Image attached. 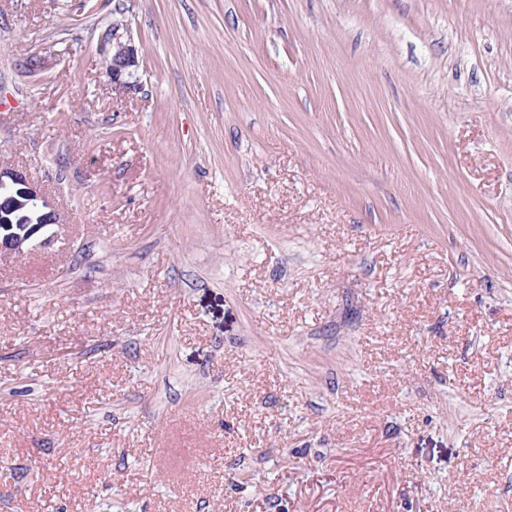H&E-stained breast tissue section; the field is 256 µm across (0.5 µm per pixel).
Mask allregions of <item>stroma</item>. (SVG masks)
Here are the masks:
<instances>
[{"label": "stroma", "mask_w": 512, "mask_h": 512, "mask_svg": "<svg viewBox=\"0 0 512 512\" xmlns=\"http://www.w3.org/2000/svg\"><path fill=\"white\" fill-rule=\"evenodd\" d=\"M1 164L0 512H512V0H0ZM100 46L101 52L109 60V75L115 88L136 90L137 80L131 79L138 71L140 61L129 26L121 21L112 23L101 35ZM13 186L16 189H4L0 187V235L8 233V230L23 224H42L41 233L49 231L51 224L45 218V212L52 216V224H58L57 213L45 198L41 187L34 182L28 174L20 168L0 166V185ZM14 205L21 208L12 207ZM30 203V204H28ZM39 203V204H33ZM46 210L44 211L42 207ZM19 231L0 237V258L19 257L34 247L49 246L54 240V234L42 236L37 226L19 228Z\"/></svg>", "instance_id": "1"}]
</instances>
